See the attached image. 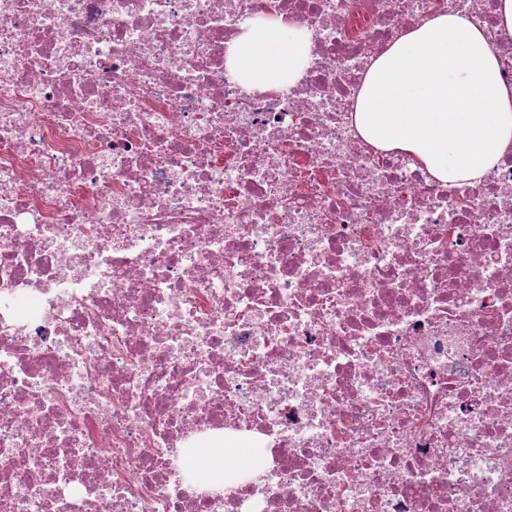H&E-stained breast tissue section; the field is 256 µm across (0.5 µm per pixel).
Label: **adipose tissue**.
<instances>
[{
    "label": "adipose tissue",
    "instance_id": "ef3b65f1",
    "mask_svg": "<svg viewBox=\"0 0 512 512\" xmlns=\"http://www.w3.org/2000/svg\"><path fill=\"white\" fill-rule=\"evenodd\" d=\"M309 35L278 19L248 22L227 55L238 79L264 91L294 84L311 59ZM368 144L407 154L443 182L475 181L512 144V85L483 30L438 12L370 64L353 114ZM249 448H209L194 462L206 480L254 469Z\"/></svg>",
    "mask_w": 512,
    "mask_h": 512
}]
</instances>
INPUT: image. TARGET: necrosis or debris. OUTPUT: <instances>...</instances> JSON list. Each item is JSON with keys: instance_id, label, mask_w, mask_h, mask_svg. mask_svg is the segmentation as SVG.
I'll list each match as a JSON object with an SVG mask.
<instances>
[{"instance_id": "4bbe7bcc", "label": "necrosis or debris", "mask_w": 512, "mask_h": 512, "mask_svg": "<svg viewBox=\"0 0 512 512\" xmlns=\"http://www.w3.org/2000/svg\"><path fill=\"white\" fill-rule=\"evenodd\" d=\"M443 9L512 84L499 0H0V512H512V145L446 184L353 123ZM309 35L279 19H257L242 27L227 55L238 79L264 91L293 85L311 59ZM258 455L250 448H208L194 461L197 472L205 479L222 482L231 468L254 469Z\"/></svg>"}]
</instances>
